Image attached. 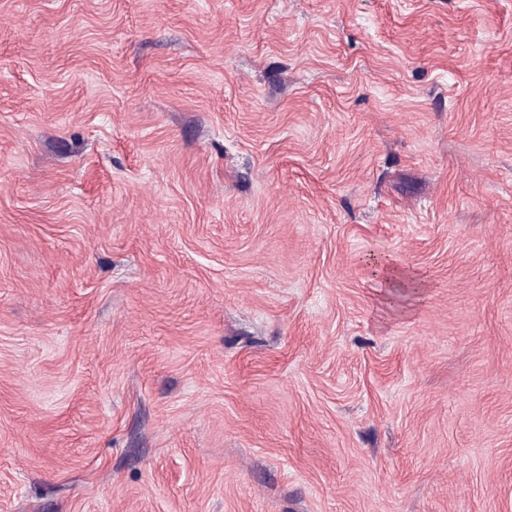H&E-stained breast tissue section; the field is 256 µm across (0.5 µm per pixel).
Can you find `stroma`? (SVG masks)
<instances>
[{"label":"stroma","mask_w":512,"mask_h":512,"mask_svg":"<svg viewBox=\"0 0 512 512\" xmlns=\"http://www.w3.org/2000/svg\"><path fill=\"white\" fill-rule=\"evenodd\" d=\"M0 512H512V0H0Z\"/></svg>","instance_id":"stroma-1"}]
</instances>
